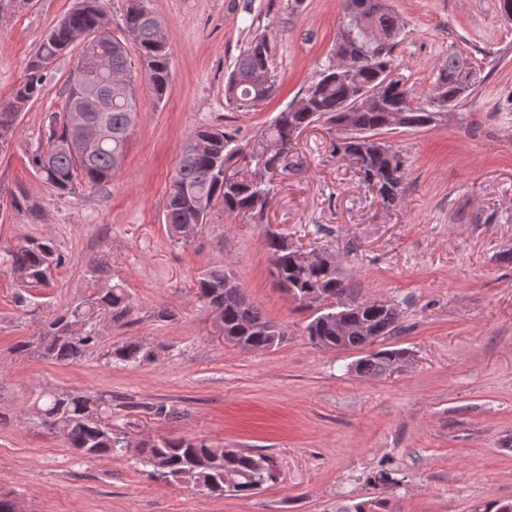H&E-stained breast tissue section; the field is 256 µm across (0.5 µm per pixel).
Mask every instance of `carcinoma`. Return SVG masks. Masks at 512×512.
Returning a JSON list of instances; mask_svg holds the SVG:
<instances>
[{"label": "carcinoma", "mask_w": 512, "mask_h": 512, "mask_svg": "<svg viewBox=\"0 0 512 512\" xmlns=\"http://www.w3.org/2000/svg\"><path fill=\"white\" fill-rule=\"evenodd\" d=\"M137 10L125 14L124 38L105 32L107 11L104 0H79L77 6L44 37L29 58L22 80L10 101L0 105V148L12 140L21 112L43 93L49 79L46 64L68 54L74 43L71 35L80 30L107 56L112 70L127 73L126 88L95 87L70 72L65 87L63 110L49 115L46 141H41L29 156L33 170L61 195L97 189L112 179L117 167L114 156L127 153L126 134L137 118L138 81H143L157 100L165 98L170 85V53L157 52L159 30L156 17L140 0ZM404 26L389 0H342V17L335 52L321 65L317 79L305 90L306 105L280 111L245 146L222 128L200 126L183 143L179 162L170 179L164 204V221L173 241L186 245L187 226L201 229L209 223L212 210L220 208L230 216L263 219L272 198L271 179L262 180L258 170L268 175L288 168V155L276 145L296 129L322 123L338 132L332 142L336 155L351 160L365 182L383 204L397 205L404 193L405 161L400 151L382 140H370L399 128H426L437 123V116L457 106L473 90L474 70L469 59L458 52L438 66L434 80L416 100L414 89L390 85L380 93L376 105L347 109L352 84L375 88L383 73L395 68L393 52ZM136 51L144 64L141 75L134 74L130 51ZM274 40L269 34L248 39L224 80V98L238 112H251L269 99L276 86ZM111 99L104 110L87 109L89 123L101 122L112 133L87 160H78L61 149L70 136L68 115L73 105L92 93ZM272 276L290 294L300 310L313 314L304 328L311 344L318 348L375 352L356 361L354 371L361 376L389 373L407 361L404 348H381L401 329L403 311L388 299L365 298L342 275L332 253L319 250L315 259L304 258L300 248L288 238L267 233ZM64 256L54 240L47 237L24 238L0 250V263L16 274L24 288H38L48 282L51 269L59 267ZM85 289L64 309L42 322L33 340L20 342L16 351L36 354L57 363L70 364L98 349L100 316L125 325L133 313L130 295L124 284L115 281L103 265H89L84 273ZM197 293L204 306L221 311L224 339L252 351L278 347L287 331L251 303L233 274L222 268L204 271L197 281ZM109 363L141 365L156 359L155 346L142 341H122L104 353ZM89 397L67 392H47L37 399L39 411L52 414L66 428L68 447L84 459L98 460L123 448L112 425L91 414ZM141 462L152 473L183 484L209 496L234 495L247 498L275 479L274 461L264 454L241 448H223L197 437L162 439L141 451ZM236 475V483H224V474ZM372 496L343 502L336 512H391L389 505L400 480L393 471L382 470L369 478Z\"/></svg>", "instance_id": "obj_1"}]
</instances>
